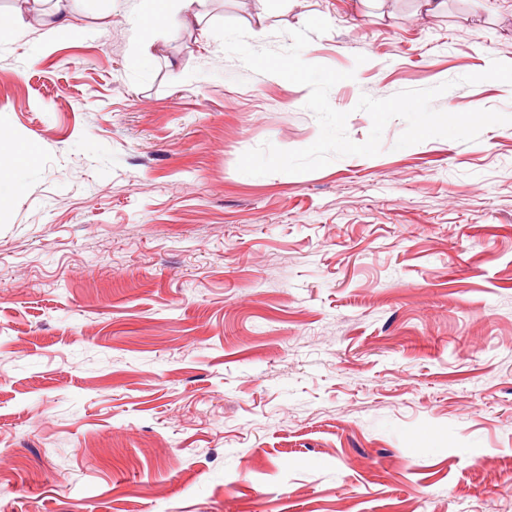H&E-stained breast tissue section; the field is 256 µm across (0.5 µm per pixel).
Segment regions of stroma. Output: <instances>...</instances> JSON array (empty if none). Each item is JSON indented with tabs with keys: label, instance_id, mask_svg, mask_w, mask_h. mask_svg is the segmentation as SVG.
<instances>
[{
	"label": "stroma",
	"instance_id": "1",
	"mask_svg": "<svg viewBox=\"0 0 512 512\" xmlns=\"http://www.w3.org/2000/svg\"><path fill=\"white\" fill-rule=\"evenodd\" d=\"M137 5L55 36L0 0V137L38 152L0 211V512H512V124L246 175L319 125L211 30L327 20L302 57L354 72L329 102L361 143L364 94L512 114L461 82L512 63V0ZM202 0H139L142 20L150 26H162L178 18L181 24H198V5Z\"/></svg>",
	"mask_w": 512,
	"mask_h": 512
}]
</instances>
